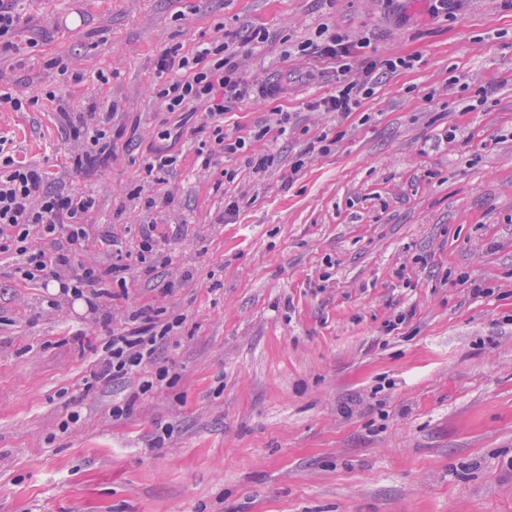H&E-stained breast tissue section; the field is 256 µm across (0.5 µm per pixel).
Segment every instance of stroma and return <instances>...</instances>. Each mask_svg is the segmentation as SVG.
I'll use <instances>...</instances> for the list:
<instances>
[{
	"label": "stroma",
	"mask_w": 512,
	"mask_h": 512,
	"mask_svg": "<svg viewBox=\"0 0 512 512\" xmlns=\"http://www.w3.org/2000/svg\"><path fill=\"white\" fill-rule=\"evenodd\" d=\"M14 7L0 83L23 106L0 110V137L51 189L94 195L76 262L137 255L146 228L155 270H130L93 314L0 254V512H512V8L462 0L446 20L431 0ZM325 27L354 42L351 65L417 62L348 116L309 110L338 65L298 48ZM222 30L250 85L225 132L292 116L289 134L252 142L273 158L260 174L243 155L203 163L202 114L183 120L157 97L163 49L191 53ZM112 103L116 160L73 173L84 144L60 109ZM322 133L331 153L292 173ZM159 149L177 162L146 181ZM147 308L182 320L154 364L87 387L113 332Z\"/></svg>",
	"instance_id": "1"
}]
</instances>
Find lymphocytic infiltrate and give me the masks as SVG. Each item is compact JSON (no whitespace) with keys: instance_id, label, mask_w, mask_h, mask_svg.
<instances>
[{"instance_id":"lymphocytic-infiltrate-1","label":"lymphocytic infiltrate","mask_w":512,"mask_h":512,"mask_svg":"<svg viewBox=\"0 0 512 512\" xmlns=\"http://www.w3.org/2000/svg\"><path fill=\"white\" fill-rule=\"evenodd\" d=\"M228 49V43L220 37L201 43L190 56L183 53L181 45L166 47L157 60V70H174L178 76L162 83L157 96L170 113L187 111L192 105L204 107L205 120L198 131L211 153L246 154L249 165L261 173L268 166L269 156L248 154L245 138L229 136L222 124L225 113L238 107L248 95L239 66ZM301 50L339 64L334 93L311 101L309 108L313 111L353 112L362 100L374 94L376 71L394 73L415 65L413 57L393 56L379 62L366 60L358 69H351L348 59L353 45L346 35L336 32L302 45ZM63 118L68 134L85 143L82 152L69 159L72 170L111 161L116 141L122 135L112 125V112L93 108L86 112L67 111ZM4 146L0 139V252L16 255L17 273L58 284L61 293L76 297H100L108 283L125 285L127 265L116 261L105 266L72 264L73 247L85 237V219L96 207L93 195L45 189V172L16 161ZM36 228L51 241L53 252L31 246L30 235ZM137 317L138 327L113 335L106 356L91 375L92 383L125 379L137 373L152 362L158 339L173 329L169 323L157 324L147 312H138Z\"/></svg>"}]
</instances>
